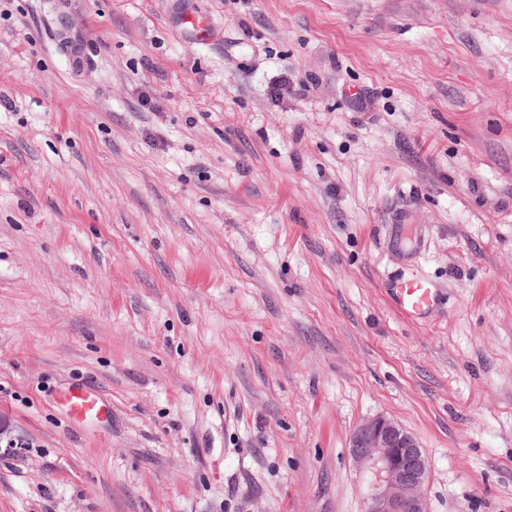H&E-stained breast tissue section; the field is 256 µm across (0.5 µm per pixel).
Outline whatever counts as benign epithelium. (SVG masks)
Here are the masks:
<instances>
[{
  "label": "benign epithelium",
  "instance_id": "7a95c632",
  "mask_svg": "<svg viewBox=\"0 0 512 512\" xmlns=\"http://www.w3.org/2000/svg\"><path fill=\"white\" fill-rule=\"evenodd\" d=\"M349 454L369 481L366 512H426L428 460L417 439L383 416L357 426Z\"/></svg>",
  "mask_w": 512,
  "mask_h": 512
}]
</instances>
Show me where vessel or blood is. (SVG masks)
Listing matches in <instances>:
<instances>
[{
	"mask_svg": "<svg viewBox=\"0 0 512 512\" xmlns=\"http://www.w3.org/2000/svg\"><path fill=\"white\" fill-rule=\"evenodd\" d=\"M386 292L390 305L400 316L415 323H423L434 317L440 304L442 287L413 265L408 273L389 280ZM61 401L68 415L76 420L100 415L105 408L101 398L83 386L68 388Z\"/></svg>",
	"mask_w": 512,
	"mask_h": 512,
	"instance_id": "vessel-or-blood-1",
	"label": "vessel or blood"
}]
</instances>
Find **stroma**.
Returning a JSON list of instances; mask_svg holds the SVG:
<instances>
[{
  "mask_svg": "<svg viewBox=\"0 0 512 512\" xmlns=\"http://www.w3.org/2000/svg\"><path fill=\"white\" fill-rule=\"evenodd\" d=\"M380 415L512 512V0H0V512H365ZM412 224L407 214H401L398 222L391 225L389 245L393 248L407 252L408 242H412L409 235V227ZM386 292L392 308L404 319L415 323L432 320L442 296L441 285L419 269L410 265L407 274L388 281ZM60 400L65 405L68 415L76 420L98 416L105 408L101 398L83 386L68 388Z\"/></svg>",
  "mask_w": 512,
  "mask_h": 512,
  "instance_id": "35a3bbf8",
  "label": "stroma"
}]
</instances>
